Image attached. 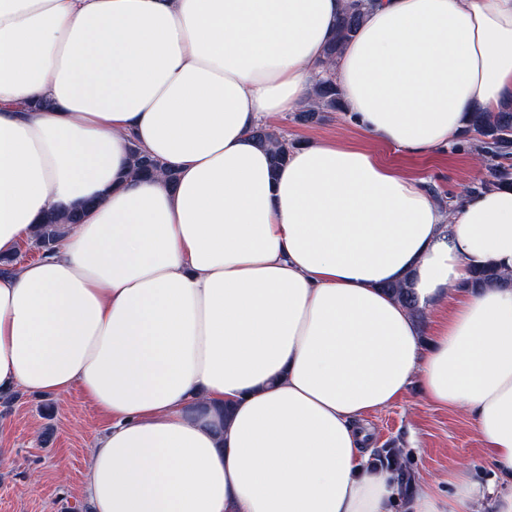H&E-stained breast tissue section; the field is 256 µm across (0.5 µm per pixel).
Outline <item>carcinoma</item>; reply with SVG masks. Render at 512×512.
<instances>
[{
  "label": "carcinoma",
  "mask_w": 512,
  "mask_h": 512,
  "mask_svg": "<svg viewBox=\"0 0 512 512\" xmlns=\"http://www.w3.org/2000/svg\"><path fill=\"white\" fill-rule=\"evenodd\" d=\"M376 4V0H350L348 8L343 13L336 28V34L331 38L327 55L335 57L344 44L352 37L361 24L365 11ZM313 101L310 106L302 109L298 119L310 122L321 112H337L341 110L340 96L336 83L324 80L316 83L312 90ZM470 129L480 136L479 150L484 152L490 166L483 185L506 183L512 180V167L499 163V160L512 156V109L507 112H474L470 118ZM255 137L272 148L273 168L278 170L284 166L288 148L292 145L284 135L265 126L259 127ZM133 168L135 174H150L162 169V165L151 155L138 149H133ZM77 223V216L70 215L61 218L50 215L41 225L32 247L39 254L53 248L66 233L70 224ZM501 282L500 274L492 267H486L475 273L473 279L465 283V287L476 289ZM376 463L392 469L395 473L399 490L405 494L409 491L414 480V474L405 462L399 449L381 448L377 450Z\"/></svg>",
  "instance_id": "carcinoma-1"
}]
</instances>
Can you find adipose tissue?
<instances>
[{
	"instance_id": "ef3b65f1",
	"label": "adipose tissue",
	"mask_w": 512,
	"mask_h": 512,
	"mask_svg": "<svg viewBox=\"0 0 512 512\" xmlns=\"http://www.w3.org/2000/svg\"><path fill=\"white\" fill-rule=\"evenodd\" d=\"M348 2L0 0V256L90 204L0 274V393L77 386L107 419L94 512H395L355 422L415 382L500 489L460 464L406 512H512V282L466 286L512 279V187L444 207L367 148L276 172L252 139L308 103ZM332 76L378 144L446 151L512 104V0H377ZM136 147L163 173L132 175ZM77 216L70 215L61 218L55 215H50L45 219L44 224H41L40 234L38 235L32 247L39 252V257L44 252L53 248L66 233L68 224H76Z\"/></svg>"
}]
</instances>
